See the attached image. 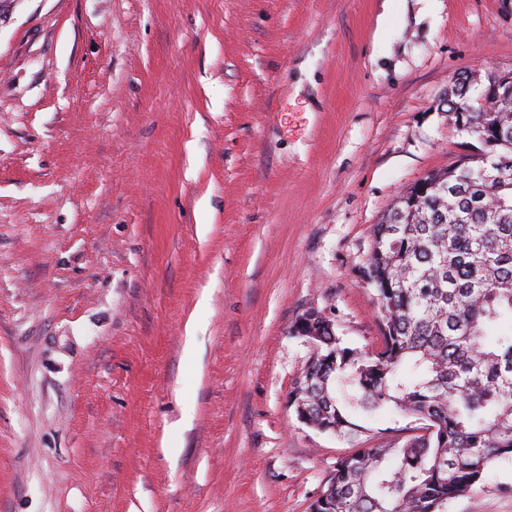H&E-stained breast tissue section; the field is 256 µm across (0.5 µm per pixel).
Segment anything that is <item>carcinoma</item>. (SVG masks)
Segmentation results:
<instances>
[{
  "mask_svg": "<svg viewBox=\"0 0 512 512\" xmlns=\"http://www.w3.org/2000/svg\"><path fill=\"white\" fill-rule=\"evenodd\" d=\"M472 79L448 87V120L465 153L425 175L372 230L363 274L373 290L381 345L344 343L323 313L307 310L289 334L312 352L288 395L307 426L352 440L380 415L412 417L405 445L359 448L340 459L310 512H443L490 470L512 465V96ZM470 108L462 114L461 108Z\"/></svg>",
  "mask_w": 512,
  "mask_h": 512,
  "instance_id": "1",
  "label": "carcinoma"
}]
</instances>
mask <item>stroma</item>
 Segmentation results:
<instances>
[{
	"label": "stroma",
	"mask_w": 512,
	"mask_h": 512,
	"mask_svg": "<svg viewBox=\"0 0 512 512\" xmlns=\"http://www.w3.org/2000/svg\"><path fill=\"white\" fill-rule=\"evenodd\" d=\"M510 71L512 0H0V512H309L289 327L377 345L372 227Z\"/></svg>",
	"instance_id": "35a3bbf8"
}]
</instances>
